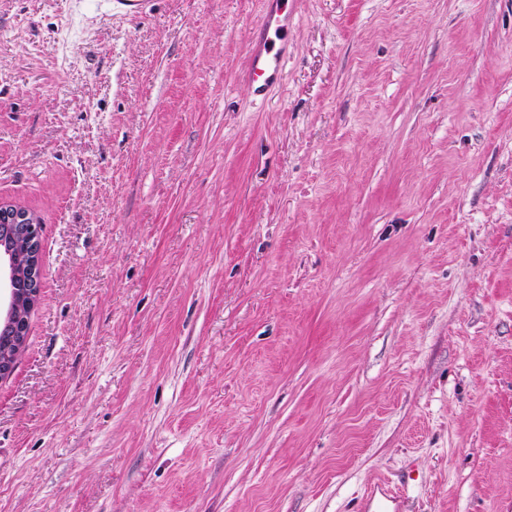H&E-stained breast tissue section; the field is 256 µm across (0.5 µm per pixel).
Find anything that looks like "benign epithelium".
Returning <instances> with one entry per match:
<instances>
[{
	"label": "benign epithelium",
	"instance_id": "obj_1",
	"mask_svg": "<svg viewBox=\"0 0 512 512\" xmlns=\"http://www.w3.org/2000/svg\"><path fill=\"white\" fill-rule=\"evenodd\" d=\"M40 223L29 210L0 201V379L22 355L41 290Z\"/></svg>",
	"mask_w": 512,
	"mask_h": 512
}]
</instances>
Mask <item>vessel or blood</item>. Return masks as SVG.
<instances>
[{
  "mask_svg": "<svg viewBox=\"0 0 512 512\" xmlns=\"http://www.w3.org/2000/svg\"><path fill=\"white\" fill-rule=\"evenodd\" d=\"M291 17L284 0H265L257 25L258 40L249 52V66L244 75L254 95L262 97L284 81L288 57V25ZM401 497L388 484L375 482L365 495L368 512H399Z\"/></svg>",
  "mask_w": 512,
  "mask_h": 512,
  "instance_id": "1",
  "label": "vessel or blood"
}]
</instances>
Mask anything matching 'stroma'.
<instances>
[{"instance_id":"obj_1","label":"stroma","mask_w":512,"mask_h":512,"mask_svg":"<svg viewBox=\"0 0 512 512\" xmlns=\"http://www.w3.org/2000/svg\"><path fill=\"white\" fill-rule=\"evenodd\" d=\"M262 2L0 0V512H512V0ZM294 12L288 15L284 0L264 1V10L256 27L258 41L250 49L249 66L244 75L255 96L264 97L284 81L288 25ZM41 251L37 217L0 201V379L13 372L25 349L41 290ZM401 496L393 492L385 482L369 485L365 495L368 512H399Z\"/></svg>"}]
</instances>
